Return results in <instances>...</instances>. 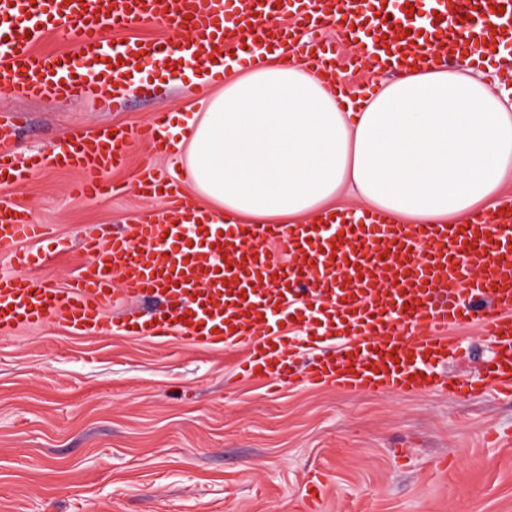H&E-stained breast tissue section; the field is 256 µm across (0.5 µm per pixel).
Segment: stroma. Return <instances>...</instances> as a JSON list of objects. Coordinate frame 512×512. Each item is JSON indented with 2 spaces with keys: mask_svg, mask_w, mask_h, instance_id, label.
Wrapping results in <instances>:
<instances>
[{
  "mask_svg": "<svg viewBox=\"0 0 512 512\" xmlns=\"http://www.w3.org/2000/svg\"><path fill=\"white\" fill-rule=\"evenodd\" d=\"M165 61L119 94L85 101H0L4 146L45 163L0 200L25 204L66 249L35 244L49 286L83 261V238L164 207L141 198L143 168L176 173L169 154L131 142L115 190L78 196L77 172L52 161L72 127H134L193 100ZM65 325L0 331V512H308L309 477L326 483L321 512H512V398L451 391L375 395L293 385L269 393L239 377L240 349L197 348ZM462 346L442 367L453 382L483 378L491 348L477 326L451 329Z\"/></svg>",
  "mask_w": 512,
  "mask_h": 512,
  "instance_id": "stroma-1",
  "label": "stroma"
}]
</instances>
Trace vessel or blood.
<instances>
[{"label":"vessel or blood","instance_id":"obj_1","mask_svg":"<svg viewBox=\"0 0 512 512\" xmlns=\"http://www.w3.org/2000/svg\"><path fill=\"white\" fill-rule=\"evenodd\" d=\"M279 0H0V100L54 96L85 100L107 83L125 86L131 74L166 54L176 72L187 64H224L223 48L259 49L270 36L292 39L336 22L335 44L312 42L302 58L320 72L322 51L348 46L347 60L365 53L392 71L407 61L493 59L512 50V0H293L299 29L268 21ZM160 21L191 33L188 56L173 43L129 42L107 50L105 26ZM75 30L78 56L39 53L42 31ZM373 30L371 50L358 41ZM169 116L155 114L142 127L74 130L60 164L78 170L80 194L112 193L104 175L120 166L130 140L155 152L169 148ZM40 155L20 160L0 151L6 182L24 181L42 165ZM177 183L151 173L137 183L148 199H168L154 221L119 234L83 241L86 259L64 288L49 289L35 275L42 259L19 251L38 241L44 225L27 208L0 201V247L14 250L16 268L0 273V329L67 324L101 326L117 299L156 295L166 308L128 311L121 329L146 339L178 333L198 347L240 345L248 378L283 388L305 380L354 393L413 392L436 383L438 367L457 345L451 328L477 325L493 348L488 379L512 395V198L486 223L384 224L363 212L347 224H193ZM338 340L335 353L305 367L296 364L307 338Z\"/></svg>","mask_w":512,"mask_h":512}]
</instances>
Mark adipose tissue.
Here are the masks:
<instances>
[{"mask_svg": "<svg viewBox=\"0 0 512 512\" xmlns=\"http://www.w3.org/2000/svg\"><path fill=\"white\" fill-rule=\"evenodd\" d=\"M279 43L229 62L171 146L216 222L306 224L341 194L387 224H456L494 209L512 182V87L491 90L465 63L409 69L350 98Z\"/></svg>", "mask_w": 512, "mask_h": 512, "instance_id": "1", "label": "adipose tissue"}]
</instances>
